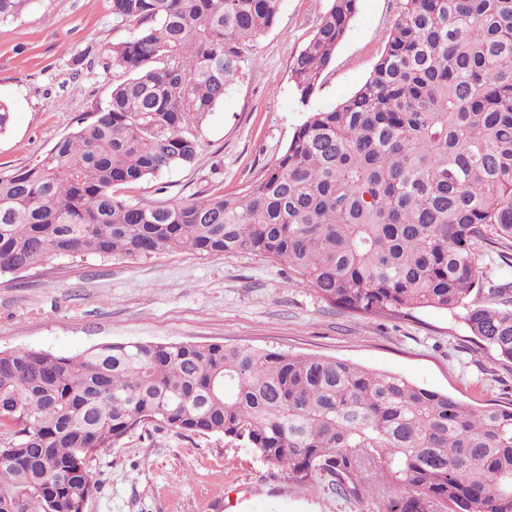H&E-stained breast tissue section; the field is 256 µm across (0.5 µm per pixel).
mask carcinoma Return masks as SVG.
Instances as JSON below:
<instances>
[{"label":"carcinoma","mask_w":512,"mask_h":512,"mask_svg":"<svg viewBox=\"0 0 512 512\" xmlns=\"http://www.w3.org/2000/svg\"><path fill=\"white\" fill-rule=\"evenodd\" d=\"M31 0H0V21ZM281 0H110L133 30L128 77L40 161L0 173V275L51 255L249 252L362 314L464 311L512 362L509 289L476 246L512 251V0H400L385 48L341 103L309 113L238 197L140 205L122 185L192 163L199 128ZM357 0H331L294 56L307 105ZM158 423L222 435L302 485L370 495L376 512H512V404L472 407L399 375L317 355L104 343L72 356L0 351V512H80L86 461Z\"/></svg>","instance_id":"carcinoma-1"}]
</instances>
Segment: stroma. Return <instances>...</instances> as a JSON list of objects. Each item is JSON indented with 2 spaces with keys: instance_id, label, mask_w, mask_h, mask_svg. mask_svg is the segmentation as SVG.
Returning a JSON list of instances; mask_svg holds the SVG:
<instances>
[{
  "instance_id": "35a3bbf8",
  "label": "stroma",
  "mask_w": 512,
  "mask_h": 512,
  "mask_svg": "<svg viewBox=\"0 0 512 512\" xmlns=\"http://www.w3.org/2000/svg\"><path fill=\"white\" fill-rule=\"evenodd\" d=\"M330 0H281L278 21L246 55L241 73L209 112L195 160L121 187L151 205L199 193L233 196L284 152L309 112L356 91L382 53L399 0H358L336 59L308 105L295 98L290 66ZM107 0H31L0 23V100L12 123L0 133V172L44 156L89 124L125 78L105 51L130 39ZM248 346L347 360L400 375L473 406L512 403V364L471 335L459 315L433 308L386 318L332 307L287 268L248 253L188 250L147 258L56 256L0 276V351L72 356L103 343ZM85 512H360L329 476L296 485L249 449L220 435H187L148 423L96 454Z\"/></svg>"
}]
</instances>
